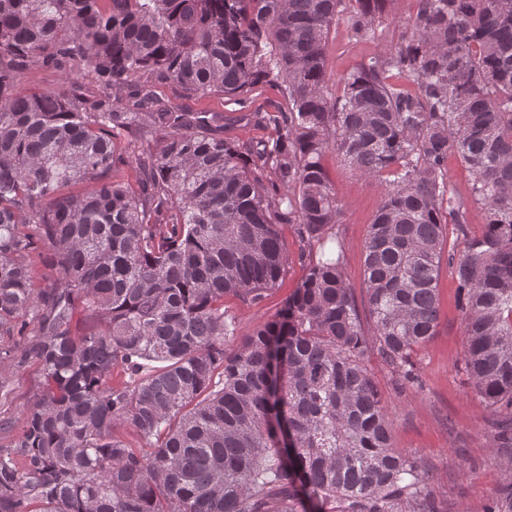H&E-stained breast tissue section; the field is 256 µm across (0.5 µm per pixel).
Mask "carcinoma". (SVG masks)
<instances>
[{
  "mask_svg": "<svg viewBox=\"0 0 512 512\" xmlns=\"http://www.w3.org/2000/svg\"><path fill=\"white\" fill-rule=\"evenodd\" d=\"M388 2L0 0V339L16 338L0 363L41 372L20 426L0 419V512H446L392 447L368 371L378 356L422 387L414 355L436 333L444 263L463 371L512 457V0H417L395 45L333 94L336 17L366 41ZM36 67L65 88H25ZM169 87L242 107L275 88L288 106L175 112ZM222 120L266 134L201 132ZM328 150L388 176L362 310L343 244L314 252L341 224ZM125 166L133 185L113 176ZM83 180L90 192L67 191ZM282 224L305 276L229 352L224 300L257 306L286 276ZM484 512H512L511 467ZM448 179L458 194L468 196L471 175L468 169L453 156L448 159Z\"/></svg>",
  "mask_w": 512,
  "mask_h": 512,
  "instance_id": "obj_1",
  "label": "carcinoma"
}]
</instances>
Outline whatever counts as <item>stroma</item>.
Masks as SVG:
<instances>
[{
  "label": "stroma",
  "instance_id": "35a3bbf8",
  "mask_svg": "<svg viewBox=\"0 0 512 512\" xmlns=\"http://www.w3.org/2000/svg\"><path fill=\"white\" fill-rule=\"evenodd\" d=\"M413 10V0H390L376 23V38L368 41L355 40L346 23L337 22L327 49L332 77L344 75L364 57L394 43ZM323 166L342 208L340 240L325 243L323 250L331 254L337 245H344V274L351 287L359 291L363 288L362 244L380 203L382 186L356 175L335 153H326ZM281 232L290 258L287 276L258 306L248 307L233 298L226 301L240 332H248L257 322L273 316L305 272L298 259L293 227L283 225ZM438 298L437 332L418 351L421 388L395 389L389 369L380 358H372L369 369L393 422L394 448L420 460L433 478L436 495L447 501L450 512H483L488 496L501 479L502 468L490 445L491 414L466 384L461 371L466 337L457 285L449 271L440 274ZM8 376L9 391L0 397V417L16 419L39 391V367L29 362L10 368Z\"/></svg>",
  "mask_w": 512,
  "mask_h": 512
}]
</instances>
